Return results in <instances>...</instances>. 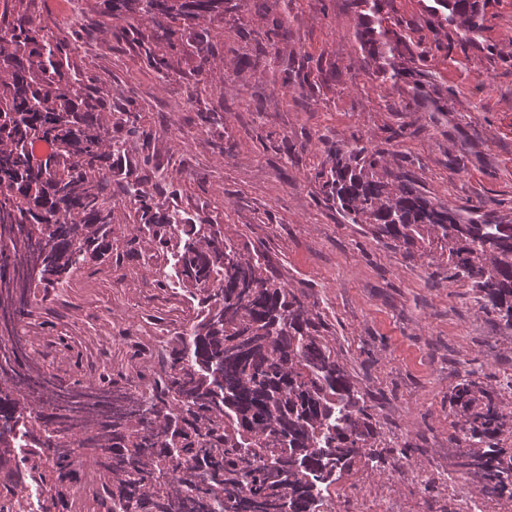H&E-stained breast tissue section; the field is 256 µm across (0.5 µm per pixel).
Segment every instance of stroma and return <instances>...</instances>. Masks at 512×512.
Returning a JSON list of instances; mask_svg holds the SVG:
<instances>
[{"label": "stroma", "instance_id": "obj_1", "mask_svg": "<svg viewBox=\"0 0 512 512\" xmlns=\"http://www.w3.org/2000/svg\"><path fill=\"white\" fill-rule=\"evenodd\" d=\"M432 0H388L389 52L363 44L371 24L357 0H227L222 17L183 32L156 70L126 22L99 30L102 0H85L81 77L112 79V103L137 114L138 133L112 129V258L77 273L36 310L77 351L102 360L132 349L122 330L159 316L174 329L156 270L171 255L132 243L139 218L122 188L138 179L154 212L222 225L268 274L318 314L373 414L381 444L438 480L425 487L378 464L369 481L435 512L444 481L479 489L460 466L466 447L448 397L462 379H512V329L485 313L467 281L426 251L408 253L348 223L318 171L365 144L427 198L512 224V0H490L481 37L431 24ZM213 49L202 60L196 48ZM410 78L383 81V62ZM217 112L201 125L198 113Z\"/></svg>", "mask_w": 512, "mask_h": 512}]
</instances>
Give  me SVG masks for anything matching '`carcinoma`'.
Listing matches in <instances>:
<instances>
[{"instance_id":"obj_1","label":"carcinoma","mask_w":512,"mask_h":512,"mask_svg":"<svg viewBox=\"0 0 512 512\" xmlns=\"http://www.w3.org/2000/svg\"><path fill=\"white\" fill-rule=\"evenodd\" d=\"M388 39L385 0H358ZM431 12L471 38L489 0H435ZM106 20L132 19L134 42L174 48L175 26L224 14V0H103ZM0 28V512H74L73 491L93 479L99 512H315L320 490L360 461L382 458L364 396L321 332L310 306L269 277L218 224L158 216L138 181L124 195L140 214L138 237L176 257L175 276L196 303L160 341L149 374L120 384L49 371L29 331L50 334L34 304L66 288L92 261L112 256V126L137 129L100 96L107 77L79 80L65 59L81 35L33 21L35 0H3ZM383 152H336L326 196L343 217L408 252L447 256L481 309L512 327V224L464 217L405 176L379 175ZM464 379L450 397L475 452L460 467L483 489L512 498V452L497 442L502 395Z\"/></svg>"}]
</instances>
